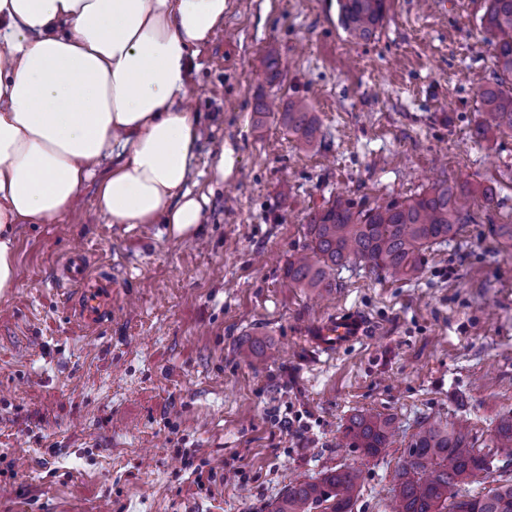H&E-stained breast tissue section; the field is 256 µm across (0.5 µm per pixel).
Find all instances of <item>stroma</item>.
Masks as SVG:
<instances>
[{"label": "stroma", "mask_w": 512, "mask_h": 512, "mask_svg": "<svg viewBox=\"0 0 512 512\" xmlns=\"http://www.w3.org/2000/svg\"><path fill=\"white\" fill-rule=\"evenodd\" d=\"M486 0H387L376 37L350 41L337 0H228L203 47L192 190L210 202L194 241L108 223L88 184L56 224H22L17 286L0 296V512H261L324 467L355 465L354 512H383L417 421L467 416L483 439L512 409V134L476 143L477 90L497 70ZM303 98L320 124L297 148L265 101ZM234 152L231 176L214 161ZM442 179L493 188L476 223L426 252L413 281L351 263L337 286L289 287L310 214ZM80 249L118 286L96 332L74 318L64 261ZM344 312L369 336L326 353L311 337ZM265 336L276 356L239 359ZM396 419L393 444L344 448L355 412ZM213 477L195 479L200 466Z\"/></svg>", "instance_id": "obj_1"}]
</instances>
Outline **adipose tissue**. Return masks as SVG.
Instances as JSON below:
<instances>
[{
	"mask_svg": "<svg viewBox=\"0 0 512 512\" xmlns=\"http://www.w3.org/2000/svg\"><path fill=\"white\" fill-rule=\"evenodd\" d=\"M227 2L0 0V294L17 225L58 223L91 181L110 223L197 232L209 198L187 186L200 122L186 101Z\"/></svg>",
	"mask_w": 512,
	"mask_h": 512,
	"instance_id": "ef3b65f1",
	"label": "adipose tissue"
}]
</instances>
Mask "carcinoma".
I'll list each match as a JSON object with an SVG mask.
<instances>
[{"instance_id":"carcinoma-1","label":"carcinoma","mask_w":512,"mask_h":512,"mask_svg":"<svg viewBox=\"0 0 512 512\" xmlns=\"http://www.w3.org/2000/svg\"><path fill=\"white\" fill-rule=\"evenodd\" d=\"M339 23L351 41L369 42L386 15V0H338ZM485 41L491 46L499 73L494 82L479 88L485 118L473 136L491 144L512 133V0H488L481 17ZM288 132L301 146L316 140L319 127L304 98L288 102L282 113ZM494 201L493 191L469 182L442 181L404 198L363 206L343 195L310 214L302 252L288 260L286 277L291 288L327 290L336 287L334 271L347 262H360L377 277L417 279L424 253L459 235L475 221L476 199ZM266 342L254 337L238 351L244 361L266 353ZM393 419L359 411L344 428L346 447L361 458H374L389 447ZM487 452H481L482 448ZM503 472L512 466V410L502 413L489 443L479 442L467 424L451 426L425 418L412 434L407 455L393 476L388 512H512V479L504 480L482 496L459 494V486L487 472L494 462ZM363 485V470L351 465L326 467L316 478L288 485L268 505V512H353Z\"/></svg>"}]
</instances>
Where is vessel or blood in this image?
Returning a JSON list of instances; mask_svg holds the SVG:
<instances>
[{
	"label": "vessel or blood",
	"instance_id": "vessel-or-blood-1",
	"mask_svg": "<svg viewBox=\"0 0 512 512\" xmlns=\"http://www.w3.org/2000/svg\"><path fill=\"white\" fill-rule=\"evenodd\" d=\"M64 270L69 282L80 290L77 318L88 329L95 330L102 316L112 307L110 279L89 273L84 255L72 252ZM366 325L355 314L339 315L318 326L315 343L324 349H340L364 336Z\"/></svg>",
	"mask_w": 512,
	"mask_h": 512
}]
</instances>
